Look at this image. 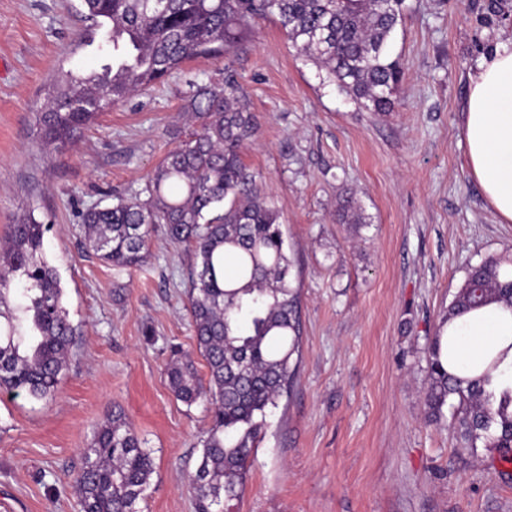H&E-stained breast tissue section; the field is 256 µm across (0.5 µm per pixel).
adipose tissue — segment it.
<instances>
[{"mask_svg":"<svg viewBox=\"0 0 512 512\" xmlns=\"http://www.w3.org/2000/svg\"><path fill=\"white\" fill-rule=\"evenodd\" d=\"M469 168L501 223H512V36L498 41L469 77L463 107ZM440 360L469 376L486 356L500 357L495 387L512 386V306L491 302L440 327Z\"/></svg>","mask_w":512,"mask_h":512,"instance_id":"adipose-tissue-1","label":"adipose tissue"}]
</instances>
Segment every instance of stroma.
<instances>
[{"label": "stroma", "mask_w": 512, "mask_h": 512, "mask_svg": "<svg viewBox=\"0 0 512 512\" xmlns=\"http://www.w3.org/2000/svg\"><path fill=\"white\" fill-rule=\"evenodd\" d=\"M404 0L391 53L403 69L393 111L363 109L298 56L276 19L223 57L184 62L164 81L46 148L36 115L59 68L107 54L78 0H0V242L25 212L76 328L53 399L0 390V512H79L74 474L120 407L155 471L142 512H195L188 480L211 414L166 375L174 352L208 369L187 311L192 253L155 225L144 260L88 248L86 207L141 197L164 155L192 131L194 87L233 78L258 123L241 149L281 214L301 292L302 356L229 512H512V466L463 445L449 398L432 416L427 350L470 266L512 255L468 166L461 107L478 59L512 35V0ZM362 208L343 224L346 197Z\"/></svg>", "instance_id": "1"}]
</instances>
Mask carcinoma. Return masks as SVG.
<instances>
[{"mask_svg":"<svg viewBox=\"0 0 512 512\" xmlns=\"http://www.w3.org/2000/svg\"><path fill=\"white\" fill-rule=\"evenodd\" d=\"M85 19L107 33L112 62L85 76L59 70L37 113L41 143L69 142L98 113L153 87L185 61L226 54L249 26L274 17L292 47L324 69L369 112L394 107L403 72L389 46L404 0H80ZM198 129L170 150L144 189L142 202L87 207L85 240L113 264L143 261L152 225L173 243L193 247L189 313L208 386L194 362L167 367L175 396L191 406L205 401L211 424L190 477L196 512H224V501L244 492L251 457L294 382L301 328L299 292L280 215L257 187L240 148L257 122L234 80L204 85L191 96ZM47 225L33 213L12 225L0 246V389L48 400L67 369L75 328L64 306L60 275L44 254ZM512 257L488 258L468 268L448 306L453 316L492 301L512 305ZM26 286L10 296L16 280ZM440 336L429 352L426 402L440 413L458 398V425L471 448L481 442L512 461V389H485L483 374L462 378L439 360ZM154 473L148 449L119 411L97 429L75 478L80 512H140Z\"/></svg>","mask_w":512,"mask_h":512,"instance_id":"carcinoma-1","label":"carcinoma"}]
</instances>
